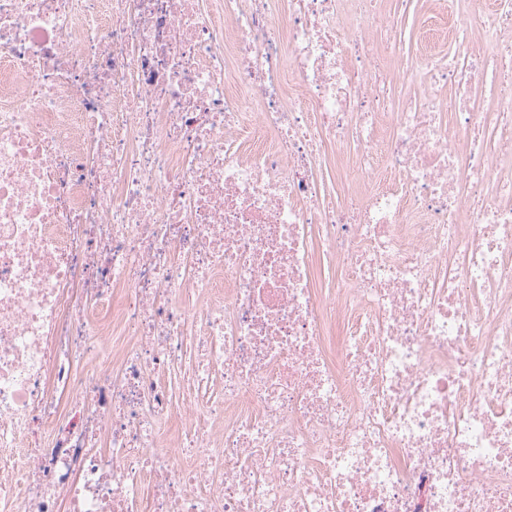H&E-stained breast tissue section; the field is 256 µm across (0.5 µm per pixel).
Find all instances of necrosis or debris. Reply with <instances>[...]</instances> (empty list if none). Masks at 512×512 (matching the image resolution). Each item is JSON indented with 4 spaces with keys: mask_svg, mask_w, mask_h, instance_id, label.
Listing matches in <instances>:
<instances>
[{
    "mask_svg": "<svg viewBox=\"0 0 512 512\" xmlns=\"http://www.w3.org/2000/svg\"><path fill=\"white\" fill-rule=\"evenodd\" d=\"M344 3L0 0V512H512V0ZM410 9V18L400 17V4L397 0H384L383 8L392 15L396 12L399 21V29L410 47L411 53L421 52L423 27L431 23H440L448 14V0H413ZM412 11L420 16V24L415 29L411 25ZM344 161L339 155L335 154L334 158L326 162V167L322 169L323 177L330 185L331 189L335 191L336 202L339 203L343 200L347 192V184L343 175Z\"/></svg>",
    "mask_w": 512,
    "mask_h": 512,
    "instance_id": "necrosis-or-debris-1",
    "label": "necrosis or debris"
}]
</instances>
